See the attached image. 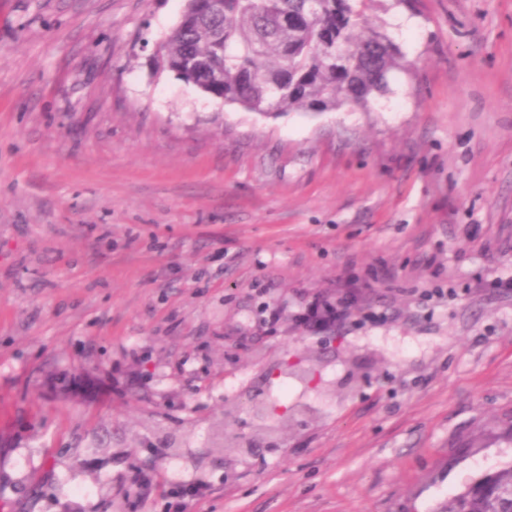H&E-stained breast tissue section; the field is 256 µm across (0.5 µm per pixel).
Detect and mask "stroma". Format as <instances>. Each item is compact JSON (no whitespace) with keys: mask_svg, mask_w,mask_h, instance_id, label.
<instances>
[{"mask_svg":"<svg viewBox=\"0 0 512 512\" xmlns=\"http://www.w3.org/2000/svg\"><path fill=\"white\" fill-rule=\"evenodd\" d=\"M185 0H0V512H435L512 466V0H379L388 92L261 116ZM305 407L246 450L252 390Z\"/></svg>","mask_w":512,"mask_h":512,"instance_id":"35a3bbf8","label":"stroma"}]
</instances>
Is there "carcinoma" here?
Returning <instances> with one entry per match:
<instances>
[{"label":"carcinoma","mask_w":512,"mask_h":512,"mask_svg":"<svg viewBox=\"0 0 512 512\" xmlns=\"http://www.w3.org/2000/svg\"><path fill=\"white\" fill-rule=\"evenodd\" d=\"M378 0H197L160 46V66L211 97L267 115L332 111L388 91L408 61L388 33L363 27ZM437 512H512V466L485 475Z\"/></svg>","instance_id":"obj_1"}]
</instances>
